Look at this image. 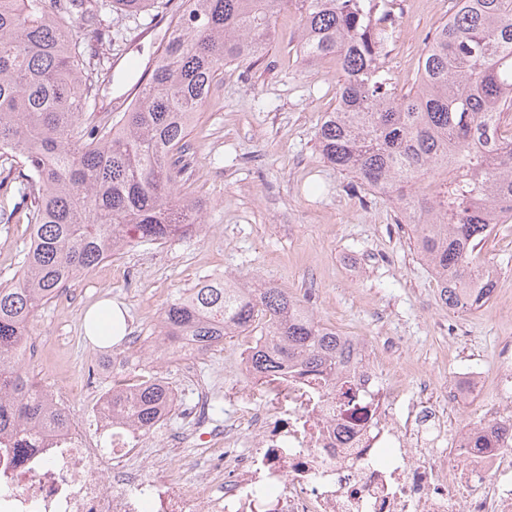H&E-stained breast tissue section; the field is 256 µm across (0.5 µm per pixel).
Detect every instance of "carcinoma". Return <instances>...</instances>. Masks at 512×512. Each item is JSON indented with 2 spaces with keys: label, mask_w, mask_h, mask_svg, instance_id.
<instances>
[{
  "label": "carcinoma",
  "mask_w": 512,
  "mask_h": 512,
  "mask_svg": "<svg viewBox=\"0 0 512 512\" xmlns=\"http://www.w3.org/2000/svg\"><path fill=\"white\" fill-rule=\"evenodd\" d=\"M128 16L151 0H113ZM283 0H180L159 38L146 83L109 125L93 121L94 43L104 39L101 0H0V158L24 181L31 242L21 270L0 284V438L28 447L32 432L64 411L30 374L24 348L39 307L102 261L142 241L203 230L201 201L178 191L195 114L229 64L267 53ZM296 53L331 59L341 74L336 107L317 140L337 171L382 186L410 225L414 248L435 276L464 284L470 311L491 299V261L477 260L492 224L512 221V0H456L427 34L411 86L394 91L382 48L395 22L389 0H293ZM261 328L250 368H286L325 379L348 353L336 328L288 291L235 278L199 282L174 299L158 325V359L191 336L208 350ZM108 424L148 432L173 408L154 375L112 383Z\"/></svg>",
  "instance_id": "carcinoma-1"
}]
</instances>
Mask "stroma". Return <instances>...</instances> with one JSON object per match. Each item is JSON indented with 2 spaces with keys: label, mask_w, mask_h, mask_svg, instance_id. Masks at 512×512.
Wrapping results in <instances>:
<instances>
[{
  "label": "stroma",
  "mask_w": 512,
  "mask_h": 512,
  "mask_svg": "<svg viewBox=\"0 0 512 512\" xmlns=\"http://www.w3.org/2000/svg\"><path fill=\"white\" fill-rule=\"evenodd\" d=\"M394 2L396 23L382 66L394 87L404 90L413 82L426 33L448 19L454 0ZM104 18L112 41L99 44L98 54L115 80L98 86L95 118L102 122L134 99L170 14L160 12L155 28L147 17H128L116 8ZM298 41L295 11L279 14L265 60L249 69L226 66L213 104L196 114L179 190L204 203L203 231L125 250L35 313L30 371L51 391L69 377L86 383V396L68 401L74 420L86 421L89 396L112 385L111 370H97L98 360L126 351L131 336L154 343L167 303L220 274L284 288L321 323L371 347L398 344L395 360L407 367L409 387L424 372L434 373L437 383L447 381L463 349L473 363L490 365L502 337L512 336V223L498 225L480 245L481 258L498 267L495 295L473 313L445 308L437 280L414 252L391 202L359 188L322 158L317 131L322 114L336 105V65L327 59L302 66ZM28 242L23 212L0 223V281L18 272ZM106 299L124 310L126 339L100 347L86 337L83 317ZM450 322L459 326L461 345L448 340ZM239 342L235 336L199 354L189 372L177 361L143 358L125 363L122 373L163 376L182 405L219 384L210 395L211 419L220 425L232 415L243 426L253 407L251 385L224 367ZM164 451L173 457V476L186 481L212 462L208 448L164 442L149 448L153 455Z\"/></svg>",
  "instance_id": "1"
}]
</instances>
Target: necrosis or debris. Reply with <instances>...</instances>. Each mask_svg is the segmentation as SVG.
Segmentation results:
<instances>
[{
	"label": "necrosis or debris",
	"mask_w": 512,
	"mask_h": 512,
	"mask_svg": "<svg viewBox=\"0 0 512 512\" xmlns=\"http://www.w3.org/2000/svg\"><path fill=\"white\" fill-rule=\"evenodd\" d=\"M347 342L356 417L335 381L260 379L250 429L227 425L223 458L189 482L169 460L134 463L161 422L113 428L106 449L74 421L29 448L1 439L0 512H512V341L491 368L460 362L441 387L425 372L410 392L393 348Z\"/></svg>",
	"instance_id": "1"
}]
</instances>
